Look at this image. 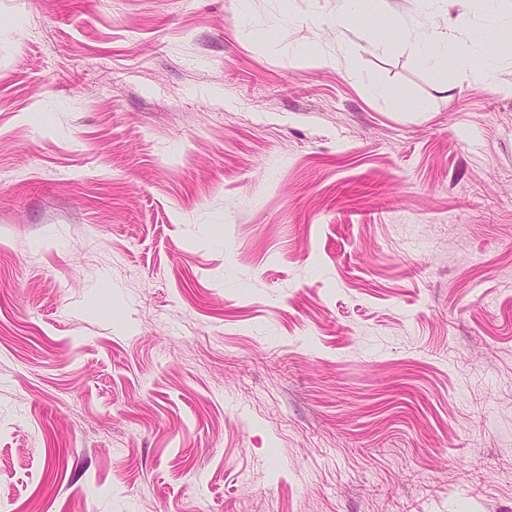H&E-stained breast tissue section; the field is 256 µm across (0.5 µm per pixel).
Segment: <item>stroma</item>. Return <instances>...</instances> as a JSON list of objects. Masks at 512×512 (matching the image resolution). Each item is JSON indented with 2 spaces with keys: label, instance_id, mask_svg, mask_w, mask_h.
Masks as SVG:
<instances>
[{
  "label": "stroma",
  "instance_id": "obj_1",
  "mask_svg": "<svg viewBox=\"0 0 512 512\" xmlns=\"http://www.w3.org/2000/svg\"><path fill=\"white\" fill-rule=\"evenodd\" d=\"M436 9L0 0V512H512V96ZM443 34L440 32V25L435 24L433 28L430 26L425 31L408 33L406 39L411 41L424 63H438L447 54V39L445 40Z\"/></svg>",
  "mask_w": 512,
  "mask_h": 512
}]
</instances>
